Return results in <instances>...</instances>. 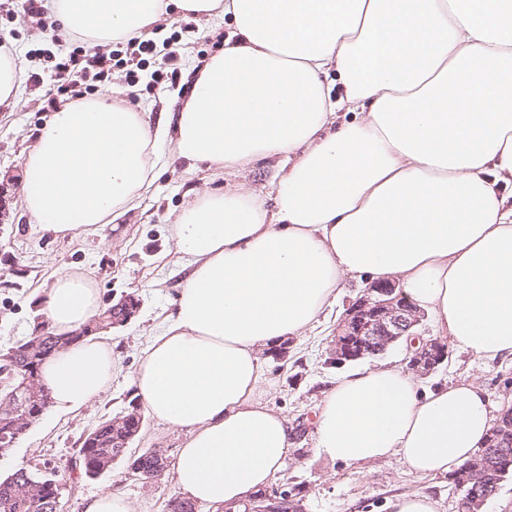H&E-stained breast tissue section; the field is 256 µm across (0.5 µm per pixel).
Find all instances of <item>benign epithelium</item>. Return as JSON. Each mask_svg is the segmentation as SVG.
Masks as SVG:
<instances>
[{
  "instance_id": "1",
  "label": "benign epithelium",
  "mask_w": 512,
  "mask_h": 512,
  "mask_svg": "<svg viewBox=\"0 0 512 512\" xmlns=\"http://www.w3.org/2000/svg\"><path fill=\"white\" fill-rule=\"evenodd\" d=\"M423 315L418 307L403 294L394 281H373L366 293L347 310L336 327L332 341V360L341 365L384 353L400 339L407 340V368L418 376H427L444 364L448 358L447 345L437 339H424L415 331ZM0 369V387L10 392L3 398L9 402L22 391L36 405L37 416H42L50 403L49 392L29 378L30 367L13 359ZM487 474L484 460L472 459L461 467L459 488L467 487L474 493Z\"/></svg>"
}]
</instances>
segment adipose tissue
<instances>
[{
	"instance_id": "adipose-tissue-1",
	"label": "adipose tissue",
	"mask_w": 512,
	"mask_h": 512,
	"mask_svg": "<svg viewBox=\"0 0 512 512\" xmlns=\"http://www.w3.org/2000/svg\"><path fill=\"white\" fill-rule=\"evenodd\" d=\"M168 0H49L89 46L146 33ZM234 32L198 70L167 124L99 99L64 104L27 154L23 202L60 236L100 228L168 169L244 170L280 156L271 202L197 196L172 225L184 278L131 375L146 413L185 431L174 472L189 500L235 507L268 487L293 444L258 394L264 347L302 335L351 276L396 277L458 348L512 359V0H179ZM342 89L332 97L325 74ZM42 311L54 333L101 312L67 270ZM112 345L90 336L41 372L56 413L112 384ZM491 427L477 382L430 391L397 366H359L326 394L315 426L325 459L401 455L445 476Z\"/></svg>"
}]
</instances>
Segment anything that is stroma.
Masks as SVG:
<instances>
[{
    "label": "stroma",
    "instance_id": "1",
    "mask_svg": "<svg viewBox=\"0 0 512 512\" xmlns=\"http://www.w3.org/2000/svg\"><path fill=\"white\" fill-rule=\"evenodd\" d=\"M23 6L24 0H0V38L23 59L25 74L36 73L41 78L37 85L24 83L22 99L13 110H0V185L7 187L9 198L7 213L0 218V351L33 333L47 288L59 272L71 268L91 272L104 305L129 293L136 294L140 305L125 325L110 331L122 367L110 390L79 414L58 417L45 412L15 447L0 453V476L24 468L55 479L61 512H80L83 498L106 488L125 495L135 512H166L167 500L177 493L173 471L158 480H135L129 478L125 462L119 461L97 477L77 479L71 470L75 452L81 437L99 422L126 414L139 404L130 376L177 297L182 274L169 226L189 201L191 191L237 187L265 191L281 176V166L278 159L265 158L241 175L205 169L186 176L177 168L165 172L138 207L116 223L75 239L41 232L22 204L26 153L48 118L44 106L55 85L54 66L76 42L56 40L53 28L24 21ZM232 31L231 23L213 29L204 19L169 7L151 37L160 43L178 34L173 65L159 68L147 63L133 92L126 85L124 68H113L97 94L112 102L129 99L137 111L147 114L150 123H158L165 113L180 106L199 60L217 53ZM368 283L365 276L346 279L335 304L304 335L288 338L285 356L275 357L267 348L261 352L267 375L263 398L295 427V446L285 475L274 486L297 489L303 512H388L390 498L415 491L436 499L440 512H457L458 492L451 479L417 474L401 457L347 466L315 452L316 415L325 394L345 372L330 359L331 340L347 308ZM464 378L486 390L494 412L512 405V361L508 359L488 360L452 346L445 363L419 383L422 389L431 390ZM185 438V432L147 417L130 451L137 455L158 448L172 463Z\"/></svg>",
    "mask_w": 512,
    "mask_h": 512
}]
</instances>
